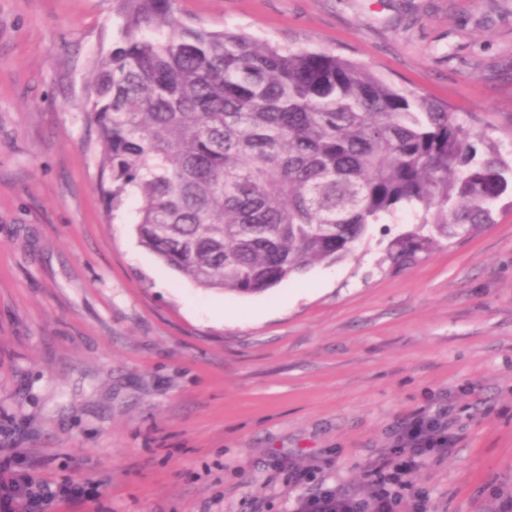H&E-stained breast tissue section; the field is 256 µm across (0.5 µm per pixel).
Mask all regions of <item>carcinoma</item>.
<instances>
[{"instance_id": "1", "label": "carcinoma", "mask_w": 512, "mask_h": 512, "mask_svg": "<svg viewBox=\"0 0 512 512\" xmlns=\"http://www.w3.org/2000/svg\"><path fill=\"white\" fill-rule=\"evenodd\" d=\"M85 110L106 216L198 287L253 295L334 264L400 211L397 264L492 223L512 158L448 106L325 50L192 25L177 0H113Z\"/></svg>"}]
</instances>
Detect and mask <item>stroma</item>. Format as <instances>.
Returning a JSON list of instances; mask_svg holds the SVG:
<instances>
[{
  "mask_svg": "<svg viewBox=\"0 0 512 512\" xmlns=\"http://www.w3.org/2000/svg\"><path fill=\"white\" fill-rule=\"evenodd\" d=\"M366 65L512 155V0H178ZM112 0H0V472L81 489L43 512H294L368 498L399 432L446 412L449 452L396 512H512V207L412 262L398 214L338 263L256 295L207 291L107 220L83 109Z\"/></svg>",
  "mask_w": 512,
  "mask_h": 512,
  "instance_id": "stroma-1",
  "label": "stroma"
}]
</instances>
